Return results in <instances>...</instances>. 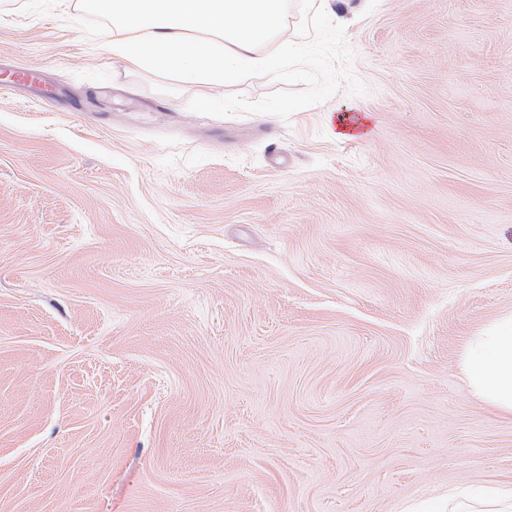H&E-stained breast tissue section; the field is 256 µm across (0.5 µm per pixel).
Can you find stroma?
<instances>
[{
  "instance_id": "35a3bbf8",
  "label": "stroma",
  "mask_w": 512,
  "mask_h": 512,
  "mask_svg": "<svg viewBox=\"0 0 512 512\" xmlns=\"http://www.w3.org/2000/svg\"><path fill=\"white\" fill-rule=\"evenodd\" d=\"M302 60L127 68L0 0V512H448L512 481V0H288ZM464 373L488 407L512 417V316L488 326L467 347Z\"/></svg>"
}]
</instances>
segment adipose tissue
<instances>
[{
  "mask_svg": "<svg viewBox=\"0 0 512 512\" xmlns=\"http://www.w3.org/2000/svg\"><path fill=\"white\" fill-rule=\"evenodd\" d=\"M112 20L108 50L128 67L184 83L231 85L281 70L296 56L267 45L286 28L285 0H86ZM464 373L490 408L512 417V316L487 327L466 349ZM449 512H512V483L480 496L455 488Z\"/></svg>",
  "mask_w": 512,
  "mask_h": 512,
  "instance_id": "ef3b65f1",
  "label": "adipose tissue"
}]
</instances>
